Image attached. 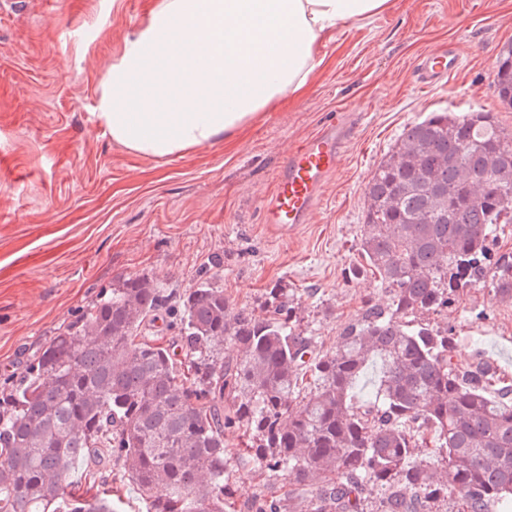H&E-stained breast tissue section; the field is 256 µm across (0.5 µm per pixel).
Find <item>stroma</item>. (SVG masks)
Here are the masks:
<instances>
[{"instance_id": "obj_1", "label": "stroma", "mask_w": 512, "mask_h": 512, "mask_svg": "<svg viewBox=\"0 0 512 512\" xmlns=\"http://www.w3.org/2000/svg\"><path fill=\"white\" fill-rule=\"evenodd\" d=\"M152 0H0V388L115 279L155 277L169 300L213 276L236 308L265 313L282 288L323 352L364 305L392 295L358 251L366 184L402 130L429 113H496L512 130L494 76L512 42V0H392L320 46L307 93L264 113L233 143L154 159L112 141L97 90ZM452 48L457 74L419 90L417 59ZM362 115L355 139L307 224L280 236L262 223L284 157L340 112ZM451 329L454 360L483 359L512 383V300L490 283L424 314ZM236 459L237 503L282 485Z\"/></svg>"}]
</instances>
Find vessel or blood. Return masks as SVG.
<instances>
[{"mask_svg":"<svg viewBox=\"0 0 512 512\" xmlns=\"http://www.w3.org/2000/svg\"><path fill=\"white\" fill-rule=\"evenodd\" d=\"M460 67V58L450 50L425 54L416 67L417 84L424 89L433 87ZM356 131L352 115L343 112L294 147L280 167L273 192L263 201V223L281 235L308 223Z\"/></svg>","mask_w":512,"mask_h":512,"instance_id":"obj_1","label":"vessel or blood"}]
</instances>
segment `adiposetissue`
Wrapping results in <instances>:
<instances>
[{"instance_id":"obj_1","label":"adipose tissue","mask_w":512,"mask_h":512,"mask_svg":"<svg viewBox=\"0 0 512 512\" xmlns=\"http://www.w3.org/2000/svg\"><path fill=\"white\" fill-rule=\"evenodd\" d=\"M391 0H154L114 55L96 118L152 157L232 142L308 86L341 24Z\"/></svg>"}]
</instances>
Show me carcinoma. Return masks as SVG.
<instances>
[{"instance_id": "carcinoma-1", "label": "carcinoma", "mask_w": 512, "mask_h": 512, "mask_svg": "<svg viewBox=\"0 0 512 512\" xmlns=\"http://www.w3.org/2000/svg\"><path fill=\"white\" fill-rule=\"evenodd\" d=\"M494 85L512 108V43ZM364 198L359 252L389 308H363L323 353L279 289L261 317L205 279L180 297L178 362L141 335L164 289L118 279L0 393V512H116L110 490L77 493L79 460L118 467L147 512H288L307 487V512H364L369 483L381 512H430L450 493L463 512H512V386L485 360L455 364L454 337L419 319L491 265L497 296L512 299V253L494 256L496 225L512 224V131L492 112H432L404 128ZM374 359L375 399L357 402ZM229 428L241 447H224ZM415 447L435 449L447 479L413 464ZM240 456L287 489L237 505L227 489Z\"/></svg>"}]
</instances>
